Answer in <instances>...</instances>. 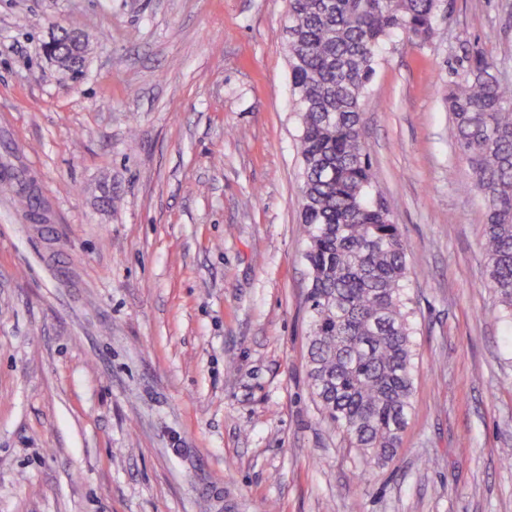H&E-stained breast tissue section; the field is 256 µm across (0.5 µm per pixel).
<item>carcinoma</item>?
I'll return each instance as SVG.
<instances>
[{"instance_id": "cac0c4a2", "label": "carcinoma", "mask_w": 512, "mask_h": 512, "mask_svg": "<svg viewBox=\"0 0 512 512\" xmlns=\"http://www.w3.org/2000/svg\"><path fill=\"white\" fill-rule=\"evenodd\" d=\"M441 0H288L290 86L300 120L302 224L309 270V378L314 397L375 463L394 459L412 408L413 327L407 246L377 205L360 102L380 46L404 31L433 41ZM85 49L65 31L61 55ZM449 140L486 206L487 287L512 322V87L482 55L444 90ZM32 209L39 190L20 182Z\"/></svg>"}]
</instances>
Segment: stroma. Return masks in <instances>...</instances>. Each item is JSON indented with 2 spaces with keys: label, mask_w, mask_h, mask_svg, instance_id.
I'll use <instances>...</instances> for the list:
<instances>
[{
  "label": "stroma",
  "mask_w": 512,
  "mask_h": 512,
  "mask_svg": "<svg viewBox=\"0 0 512 512\" xmlns=\"http://www.w3.org/2000/svg\"><path fill=\"white\" fill-rule=\"evenodd\" d=\"M287 0H0V512H512V325L439 88L512 82V0L397 33L362 101L417 275L400 448L367 462L308 378ZM82 32L79 73L45 52Z\"/></svg>",
  "instance_id": "obj_1"
}]
</instances>
